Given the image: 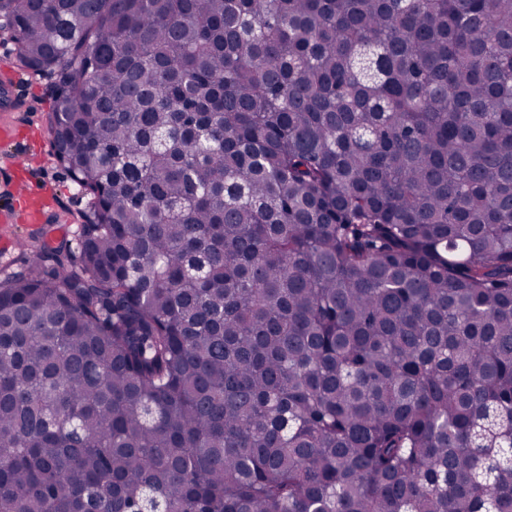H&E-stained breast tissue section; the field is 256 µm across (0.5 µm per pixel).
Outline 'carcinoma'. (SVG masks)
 <instances>
[{"instance_id":"carcinoma-1","label":"carcinoma","mask_w":512,"mask_h":512,"mask_svg":"<svg viewBox=\"0 0 512 512\" xmlns=\"http://www.w3.org/2000/svg\"><path fill=\"white\" fill-rule=\"evenodd\" d=\"M77 250L0 279V512H512V0H0Z\"/></svg>"}]
</instances>
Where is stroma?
<instances>
[{
	"mask_svg": "<svg viewBox=\"0 0 512 512\" xmlns=\"http://www.w3.org/2000/svg\"><path fill=\"white\" fill-rule=\"evenodd\" d=\"M16 53L10 30L0 28V81H11L16 97L12 110L0 106V126L14 134L12 141H0V214L13 215L12 223H0V278L22 267V249L14 248L12 239L31 248L74 244L90 206L56 156L49 125L55 104L51 80L19 68Z\"/></svg>",
	"mask_w": 512,
	"mask_h": 512,
	"instance_id": "stroma-1",
	"label": "stroma"
}]
</instances>
